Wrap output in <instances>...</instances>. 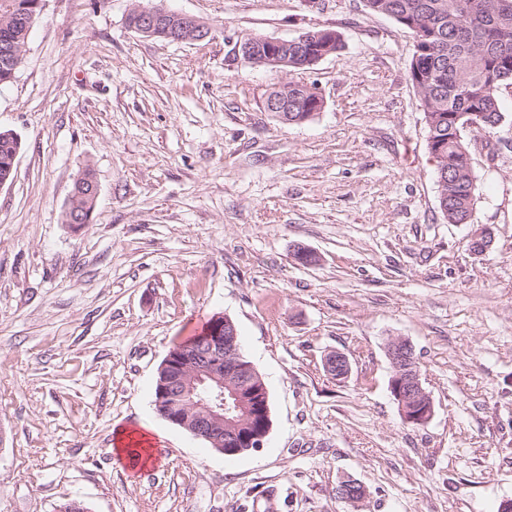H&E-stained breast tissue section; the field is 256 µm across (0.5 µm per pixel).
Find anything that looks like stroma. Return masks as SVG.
I'll return each instance as SVG.
<instances>
[{
  "label": "stroma",
  "mask_w": 512,
  "mask_h": 512,
  "mask_svg": "<svg viewBox=\"0 0 512 512\" xmlns=\"http://www.w3.org/2000/svg\"><path fill=\"white\" fill-rule=\"evenodd\" d=\"M164 4L211 35L141 36L132 0H43L0 86V130L21 141L0 188V512H498L512 500V129L473 145L474 221L447 223L409 30L363 0ZM321 25L344 47L310 69L235 51ZM289 81L316 84L324 109L278 121L266 95ZM87 167L99 195L76 233L64 211ZM481 227L493 243L476 256ZM214 315L269 393L263 446L236 456L153 405L169 349ZM396 337L433 400L423 426L389 389ZM330 352L347 377L324 370ZM142 423L162 450L145 468L112 452ZM345 480L364 497L341 498Z\"/></svg>",
  "instance_id": "1"
}]
</instances>
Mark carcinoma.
<instances>
[{
	"instance_id": "cac0c4a2",
	"label": "carcinoma",
	"mask_w": 512,
	"mask_h": 512,
	"mask_svg": "<svg viewBox=\"0 0 512 512\" xmlns=\"http://www.w3.org/2000/svg\"><path fill=\"white\" fill-rule=\"evenodd\" d=\"M367 9L393 18L414 36L410 80L419 97L427 129L429 153L436 160L438 206L450 224L473 223L478 176L473 167L471 140L466 133L479 125L491 137L504 118L499 94L512 86V0H364ZM37 0H0V85L8 84L30 29L39 16ZM331 44L343 48L341 33L321 36L305 48L288 49L289 60L318 54ZM314 94L301 83L288 91V108L275 113L283 123L297 124L315 115ZM21 148L10 130H0V179L13 180L9 160ZM83 188L65 211L94 212L96 196L83 172ZM269 394L258 392L251 406L237 413L251 433L265 427Z\"/></svg>"
}]
</instances>
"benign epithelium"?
Listing matches in <instances>:
<instances>
[{
    "label": "benign epithelium",
    "instance_id": "1",
    "mask_svg": "<svg viewBox=\"0 0 512 512\" xmlns=\"http://www.w3.org/2000/svg\"><path fill=\"white\" fill-rule=\"evenodd\" d=\"M136 13L141 15L138 33L145 36L152 34L156 20L162 17L173 19L175 30L170 39L176 43L194 41L199 32L208 30L197 17L160 5H140ZM290 43L289 39L264 36L249 45L238 44V54L253 65L286 68ZM387 356L393 368L392 378L401 380L402 389L397 391L400 412L406 413L412 405L419 409L415 414L419 423L426 424L434 413L433 401L423 388L420 370L407 340L390 341ZM164 368L166 375L158 383L155 406L167 421L212 443L220 453L225 452L226 444L239 452L267 436L265 430L246 437L236 427L237 418L229 417L240 410L242 392L250 384L251 366L239 359L237 336L224 335L223 316L214 317L200 342L169 351Z\"/></svg>",
    "mask_w": 512,
    "mask_h": 512
}]
</instances>
